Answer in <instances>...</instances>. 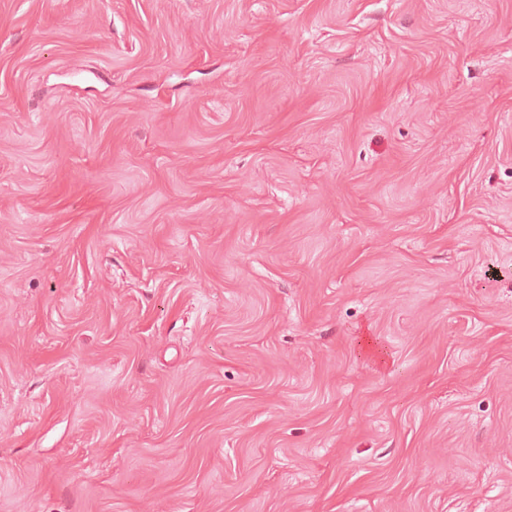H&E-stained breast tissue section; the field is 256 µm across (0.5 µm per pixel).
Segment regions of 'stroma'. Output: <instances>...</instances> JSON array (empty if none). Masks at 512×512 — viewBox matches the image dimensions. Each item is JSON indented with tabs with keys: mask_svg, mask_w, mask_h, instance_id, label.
<instances>
[{
	"mask_svg": "<svg viewBox=\"0 0 512 512\" xmlns=\"http://www.w3.org/2000/svg\"><path fill=\"white\" fill-rule=\"evenodd\" d=\"M0 512H512V0H0Z\"/></svg>",
	"mask_w": 512,
	"mask_h": 512,
	"instance_id": "35a3bbf8",
	"label": "stroma"
}]
</instances>
